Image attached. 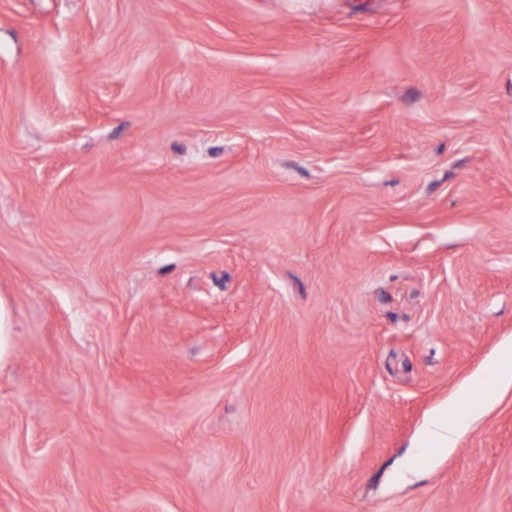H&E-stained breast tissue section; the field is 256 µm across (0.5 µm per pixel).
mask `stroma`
Here are the masks:
<instances>
[{
  "label": "stroma",
  "instance_id": "stroma-1",
  "mask_svg": "<svg viewBox=\"0 0 512 512\" xmlns=\"http://www.w3.org/2000/svg\"><path fill=\"white\" fill-rule=\"evenodd\" d=\"M0 512H512V0H0ZM13 322L9 301L0 296V367L12 357L14 348ZM488 380L493 381L497 387L503 384H512V344L504 346L485 372L471 385L464 388V391L469 394L474 387L482 386ZM476 412L472 410L465 411L462 416L454 423L448 421V413L437 411L433 413L418 439L416 448L418 452L424 448H438L446 451L454 448L462 430L468 426Z\"/></svg>",
  "mask_w": 512,
  "mask_h": 512
}]
</instances>
